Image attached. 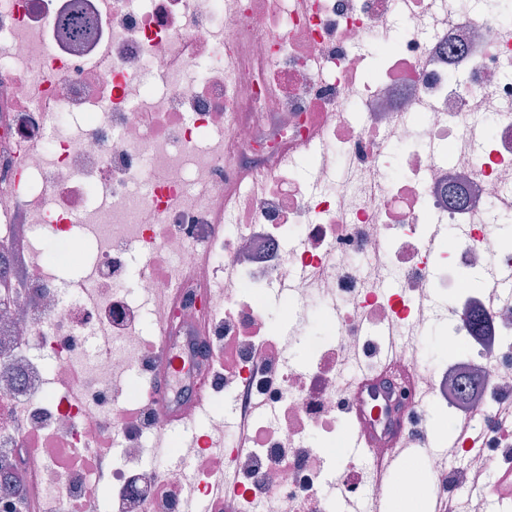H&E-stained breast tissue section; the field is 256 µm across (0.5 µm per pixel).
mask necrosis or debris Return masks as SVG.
<instances>
[{
    "mask_svg": "<svg viewBox=\"0 0 512 512\" xmlns=\"http://www.w3.org/2000/svg\"><path fill=\"white\" fill-rule=\"evenodd\" d=\"M0 182V512H181L209 455L144 464L137 385L189 328L267 408L237 512H512V0H0ZM387 342L403 430L453 429L392 487L336 451ZM60 36L67 41H80L88 37L92 23L78 9L62 17L58 23Z\"/></svg>",
    "mask_w": 512,
    "mask_h": 512,
    "instance_id": "obj_1",
    "label": "necrosis or debris"
}]
</instances>
